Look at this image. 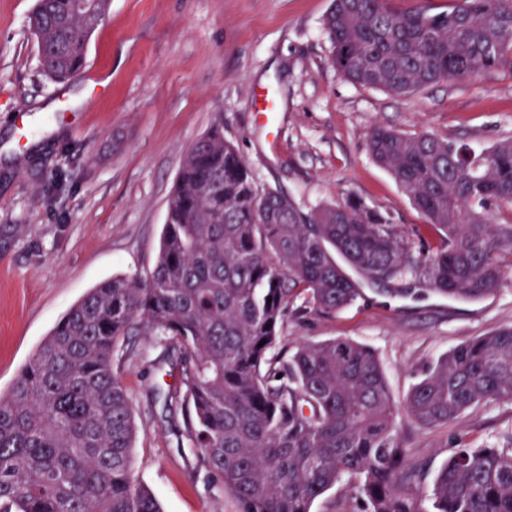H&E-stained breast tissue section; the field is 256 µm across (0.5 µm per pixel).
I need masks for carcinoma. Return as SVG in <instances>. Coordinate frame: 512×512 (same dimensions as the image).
<instances>
[{
	"mask_svg": "<svg viewBox=\"0 0 512 512\" xmlns=\"http://www.w3.org/2000/svg\"><path fill=\"white\" fill-rule=\"evenodd\" d=\"M107 0H36L28 27L44 72L68 80ZM331 62L348 82L404 95L512 67V0H455L397 12L391 0H332ZM373 160L409 194L414 235L349 196L302 211L260 186L215 126L188 150L144 277L92 288L52 328L0 396V512H163L135 476L137 425L121 372L136 336H159L180 386L181 437L240 512H312L354 481L362 512H512V439L460 446L430 491L400 439L406 418L446 426L512 402V327L448 351L397 401L370 347L334 337L276 352L288 317L352 305L362 284L413 277L457 301L496 290L512 268V140L473 150L377 126Z\"/></svg>",
	"mask_w": 512,
	"mask_h": 512,
	"instance_id": "obj_1",
	"label": "carcinoma"
}]
</instances>
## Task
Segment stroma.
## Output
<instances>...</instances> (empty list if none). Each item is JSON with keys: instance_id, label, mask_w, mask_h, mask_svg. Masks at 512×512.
Segmentation results:
<instances>
[{"instance_id": "1", "label": "stroma", "mask_w": 512, "mask_h": 512, "mask_svg": "<svg viewBox=\"0 0 512 512\" xmlns=\"http://www.w3.org/2000/svg\"><path fill=\"white\" fill-rule=\"evenodd\" d=\"M332 0H110L83 73L41 69L27 27L36 0H0V396L57 321L99 283L146 275L191 145L213 125L260 186L304 211L346 195L405 230L423 218L367 149L383 126L489 147L512 137V70L398 96L343 79L323 22ZM393 297L364 285L351 306L289 321L281 343L348 338L378 355L396 399L462 342L512 326V270L485 298ZM124 367L138 425L134 472L164 512H239L219 477L180 446L165 408L179 376L164 347L138 337ZM400 437L432 481L456 443L502 447L512 403L446 428L403 421Z\"/></svg>"}]
</instances>
